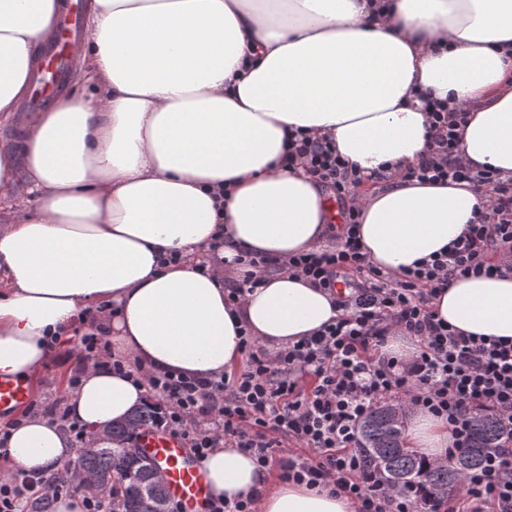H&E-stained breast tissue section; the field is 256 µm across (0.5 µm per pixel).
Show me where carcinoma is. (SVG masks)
Wrapping results in <instances>:
<instances>
[{
    "label": "carcinoma",
    "mask_w": 512,
    "mask_h": 512,
    "mask_svg": "<svg viewBox=\"0 0 512 512\" xmlns=\"http://www.w3.org/2000/svg\"><path fill=\"white\" fill-rule=\"evenodd\" d=\"M157 420V410L144 405L112 425L107 442L80 452L78 466L112 485V512H158L161 507L165 490L155 483L151 465L129 456L134 450L130 433ZM498 438L496 420L485 415L472 428L467 448L439 466L408 446L406 424L393 422L392 408H373L360 426L367 465L383 472L392 483L418 493L424 501L435 492L458 489L464 475L483 466Z\"/></svg>",
    "instance_id": "1"
}]
</instances>
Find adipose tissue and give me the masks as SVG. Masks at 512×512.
<instances>
[{"mask_svg": "<svg viewBox=\"0 0 512 512\" xmlns=\"http://www.w3.org/2000/svg\"><path fill=\"white\" fill-rule=\"evenodd\" d=\"M59 0H0V122L28 99ZM80 52L91 94L38 113L22 158L0 150V375L38 387L51 337L95 325L117 358L153 373L217 378L243 361L242 333L270 349L311 336L336 298L278 272L232 304L224 279L244 253L284 264L320 246L321 186L286 143L331 140L365 176L416 165L428 119L419 93L469 108L458 152L512 177V0H87ZM24 163L30 206L16 191ZM468 182L361 184L357 233L370 263L402 273L448 246L483 209ZM464 333L512 339V273L458 277L433 302ZM148 399L87 369L69 416L99 430ZM411 447L432 457L448 427L417 415ZM11 468L50 474L74 455L64 429L21 413ZM211 496L260 490L257 512H350L346 499L271 483L236 448L202 461Z\"/></svg>", "mask_w": 512, "mask_h": 512, "instance_id": "1", "label": "adipose tissue"}]
</instances>
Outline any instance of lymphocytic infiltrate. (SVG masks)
<instances>
[{
	"label": "lymphocytic infiltrate",
	"instance_id": "f902f5d3",
	"mask_svg": "<svg viewBox=\"0 0 512 512\" xmlns=\"http://www.w3.org/2000/svg\"><path fill=\"white\" fill-rule=\"evenodd\" d=\"M430 136L426 155L402 170L405 180L468 181L491 195L473 224L447 251L395 276L373 266L353 229L359 213L344 212L346 232L333 245L289 259L287 269L337 293L339 317L314 336L271 350L244 337V370L197 379L176 373L132 371L161 407L158 429L179 436L196 459L226 444L250 454L258 467L277 470L281 480L324 488L346 498L353 512H421L417 499L368 468L358 428L374 407L404 406L441 419L450 440L446 457L468 443L475 421L496 417L500 443L456 493H434L430 512H512V341L474 337L436 319L432 300L450 278L491 275L498 265L488 255L502 252L512 265V178L475 172L458 153L457 129L467 122L461 107L424 98ZM289 160L337 198L354 195L363 178L327 141L295 132ZM408 338L402 355L385 345L392 335ZM80 365L127 370L102 332L84 334L76 350ZM301 447L282 454L283 441ZM77 492L72 470L48 475L23 470L0 474V512H50L58 499Z\"/></svg>",
	"mask_w": 512,
	"mask_h": 512
}]
</instances>
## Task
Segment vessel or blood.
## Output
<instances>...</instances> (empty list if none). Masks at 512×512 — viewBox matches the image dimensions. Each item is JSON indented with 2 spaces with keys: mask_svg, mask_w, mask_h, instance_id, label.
Returning a JSON list of instances; mask_svg holds the SVG:
<instances>
[{
  "mask_svg": "<svg viewBox=\"0 0 512 512\" xmlns=\"http://www.w3.org/2000/svg\"><path fill=\"white\" fill-rule=\"evenodd\" d=\"M77 3L78 0H61V24L38 56L27 112L41 111L51 98L66 89L71 80L77 64L74 46L86 35ZM30 400L31 392L26 384L0 378V415L12 412ZM135 446L155 462L170 497L179 500L186 512H207L210 495L204 473L199 461L180 438L145 427Z\"/></svg>",
  "mask_w": 512,
  "mask_h": 512,
  "instance_id": "obj_1",
  "label": "vessel or blood"
}]
</instances>
